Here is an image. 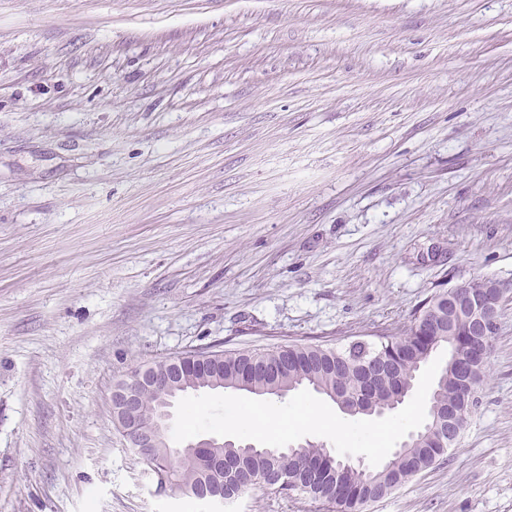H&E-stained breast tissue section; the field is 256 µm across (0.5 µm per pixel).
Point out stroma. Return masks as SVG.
<instances>
[{
  "label": "stroma",
  "instance_id": "1",
  "mask_svg": "<svg viewBox=\"0 0 512 512\" xmlns=\"http://www.w3.org/2000/svg\"><path fill=\"white\" fill-rule=\"evenodd\" d=\"M472 278L512 286V0H0V512H198L121 378L374 343ZM499 314L459 442L363 512H512Z\"/></svg>",
  "mask_w": 512,
  "mask_h": 512
}]
</instances>
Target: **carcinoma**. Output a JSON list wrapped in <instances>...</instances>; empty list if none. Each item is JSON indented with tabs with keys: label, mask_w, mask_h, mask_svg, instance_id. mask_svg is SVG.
<instances>
[{
	"label": "carcinoma",
	"mask_w": 512,
	"mask_h": 512,
	"mask_svg": "<svg viewBox=\"0 0 512 512\" xmlns=\"http://www.w3.org/2000/svg\"><path fill=\"white\" fill-rule=\"evenodd\" d=\"M446 294L444 290L425 300L401 333L387 336L380 345L372 347L376 354L393 362L401 382L409 390L432 354L441 348L457 350L466 363L474 361L480 376L487 366L489 356L464 348L466 324L458 326L456 335H448L444 317ZM363 351L364 345L355 343L346 348L294 344L263 351L190 352L192 365L186 367L182 381L190 387L206 388L216 382L218 388L232 391L268 388L269 395L277 397L301 389L327 396L339 386L357 380L356 364L361 362ZM434 390L440 391V396L429 394L427 422L389 460L387 467L369 465L364 471L346 468L326 449L310 444L296 449V459L287 465L275 454H254L235 472L187 464L176 455V449L167 445L149 449L144 455L145 467L152 474L174 482L181 495L191 501L203 500L202 492L206 488L222 486L224 501L229 502L239 495L248 477L272 476L286 466L288 483L282 487L281 494L306 496L324 506L327 512H362L364 506L387 496L447 456L448 449L442 447L432 422L436 405L461 407L464 404L467 392L459 382L457 367L445 366L435 380ZM406 397L392 382H381L377 399L386 409L396 408Z\"/></svg>",
	"instance_id": "cac0c4a2"
}]
</instances>
